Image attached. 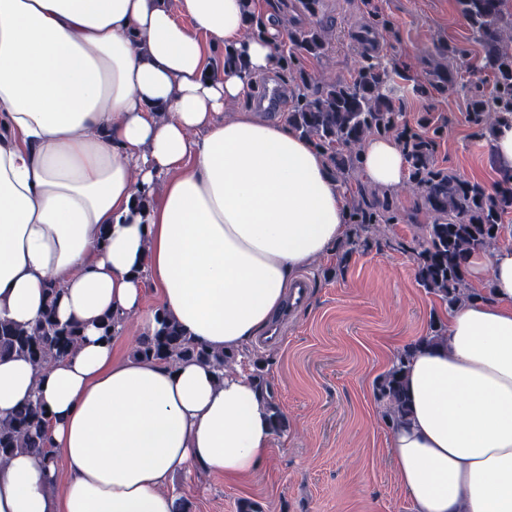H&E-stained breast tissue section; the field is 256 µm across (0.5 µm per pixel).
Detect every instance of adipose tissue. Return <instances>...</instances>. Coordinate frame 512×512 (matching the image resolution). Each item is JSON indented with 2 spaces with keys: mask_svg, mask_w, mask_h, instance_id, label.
I'll list each match as a JSON object with an SVG mask.
<instances>
[{
  "mask_svg": "<svg viewBox=\"0 0 512 512\" xmlns=\"http://www.w3.org/2000/svg\"><path fill=\"white\" fill-rule=\"evenodd\" d=\"M255 10L260 37L245 34L243 0H0V319L38 323L53 283L58 320L83 331L42 380L0 359V417L39 396L66 465L61 480L16 454L0 512H178L175 473L250 477L273 448L269 392L242 367L121 357L100 330L109 313L151 334L163 315L242 350L347 232L310 140L284 120L223 116L276 65L282 35L265 0ZM216 43L241 56L218 78ZM362 156L367 182H405L395 138ZM469 276L489 294L411 358V414L387 441L414 512H512V245L475 249Z\"/></svg>",
  "mask_w": 512,
  "mask_h": 512,
  "instance_id": "obj_1",
  "label": "adipose tissue"
}]
</instances>
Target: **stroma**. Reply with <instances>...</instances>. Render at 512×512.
I'll list each match as a JSON object with an SVG mask.
<instances>
[{
    "label": "stroma",
    "instance_id": "35a3bbf8",
    "mask_svg": "<svg viewBox=\"0 0 512 512\" xmlns=\"http://www.w3.org/2000/svg\"><path fill=\"white\" fill-rule=\"evenodd\" d=\"M370 6L391 22L372 33L375 49L406 62L417 80L438 61L437 47L465 46L483 56L457 0H324L319 18L292 13L279 24L285 31L318 19L332 24L326 56L304 65L318 79L349 81L364 62L358 34ZM428 112L446 121L437 166L495 189L491 140L468 122L464 98L452 90L406 94L409 126ZM391 197L399 222L371 230L367 246L347 258L334 250L311 260L300 271L310 282L307 298L281 340L259 337L246 349L248 361L262 362L287 427L245 481L228 484L199 469L177 475L172 485L187 512H238L242 500L261 512H413L387 448L392 426L375 383L428 334L443 307L416 276L414 250L427 221L421 200L402 187Z\"/></svg>",
    "mask_w": 512,
    "mask_h": 512
}]
</instances>
